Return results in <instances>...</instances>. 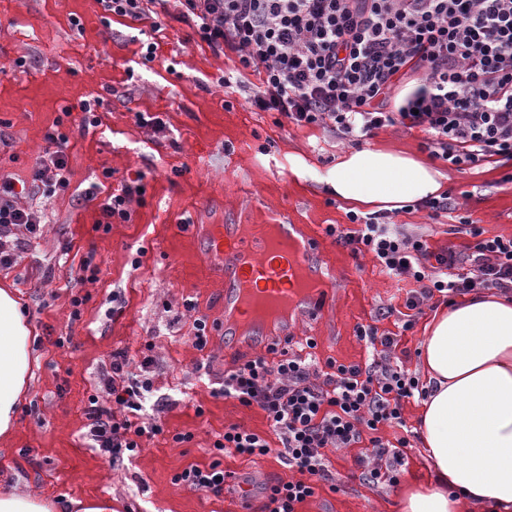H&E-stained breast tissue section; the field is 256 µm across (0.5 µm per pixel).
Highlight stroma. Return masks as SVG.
<instances>
[{
  "mask_svg": "<svg viewBox=\"0 0 512 512\" xmlns=\"http://www.w3.org/2000/svg\"><path fill=\"white\" fill-rule=\"evenodd\" d=\"M97 0H0V173L28 180L43 155L46 132L63 121L70 186L48 205L49 223L16 265L0 269V285L13 288L27 310L38 356L28 394L13 433L0 438V490L36 491L59 500L63 512L87 498L111 500L113 512H239L236 495L216 496L176 483L191 465L208 466L209 448L225 427L236 425L274 440L255 406L212 394L224 374L250 360V353L224 351L219 296L224 283L198 257L196 224H302L325 245V261L336 270L335 309L326 319L301 322L288 344L308 350L318 377L331 363L365 365L380 350L359 332L399 339L392 365L420 373L419 344L430 316L444 307L442 294L425 301L411 329H403L405 300L414 284L389 277L371 256H353L331 236L348 227L351 208L319 182L346 151L383 147L432 160L427 136L418 130L386 129L354 140L320 126L277 123L276 113L249 107L251 81L219 87L230 60L198 46L191 29L166 20L160 31L130 17L104 23ZM140 42L157 45L154 60L138 53ZM27 65L14 67L18 57ZM101 98L102 124L82 126L81 105ZM70 117H63V110ZM159 116L163 132L137 125L134 115ZM305 163L307 173L293 168ZM444 193L453 209L429 217L427 210H394L391 222L423 234L430 249H465L459 231L469 218L483 237L512 238V160L460 171L441 163ZM111 178H104V171ZM141 184L131 217L98 229L99 202L130 183ZM101 272L74 283L85 257ZM85 295L79 320H70V300ZM392 308L380 317L383 308ZM205 319V345L194 340L196 319ZM127 349L132 361L151 356L153 394L165 398L146 419L164 432L145 440L136 456L111 461L85 445L84 410L110 355ZM403 423L382 427L383 440L403 438L399 483L363 481L355 460L357 443L325 453L333 483H319L297 512H399L405 490L434 475L416 432L419 403L403 406ZM186 435L183 443L175 435ZM225 470L251 485L260 512L267 485L297 479L283 458L231 456Z\"/></svg>",
  "mask_w": 512,
  "mask_h": 512,
  "instance_id": "35a3bbf8",
  "label": "stroma"
}]
</instances>
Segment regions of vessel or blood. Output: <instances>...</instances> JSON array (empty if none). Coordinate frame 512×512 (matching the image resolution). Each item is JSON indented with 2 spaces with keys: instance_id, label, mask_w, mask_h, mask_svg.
I'll list each match as a JSON object with an SVG mask.
<instances>
[{
  "instance_id": "vessel-or-blood-1",
  "label": "vessel or blood",
  "mask_w": 512,
  "mask_h": 512,
  "mask_svg": "<svg viewBox=\"0 0 512 512\" xmlns=\"http://www.w3.org/2000/svg\"><path fill=\"white\" fill-rule=\"evenodd\" d=\"M199 256L224 281V348L287 343L299 318H323L336 276L304 225L282 224L277 238L242 235L236 224H197Z\"/></svg>"
}]
</instances>
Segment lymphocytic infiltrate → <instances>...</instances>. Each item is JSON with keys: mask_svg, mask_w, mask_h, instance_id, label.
Segmentation results:
<instances>
[{"mask_svg": "<svg viewBox=\"0 0 512 512\" xmlns=\"http://www.w3.org/2000/svg\"><path fill=\"white\" fill-rule=\"evenodd\" d=\"M105 17L164 18L193 26L212 52L237 54L261 85L252 107L297 125H317L345 137L363 138L383 128H418L431 153L459 170L512 158V0H99ZM417 75L415 89L388 100L396 83ZM48 146L31 168L29 182L0 175V268L16 265L29 237L42 234L44 209L29 204L30 189L45 198L70 185L68 137L54 127ZM357 254H370L390 276L413 280L409 310H420L434 293L461 295L477 288H512V238H481L467 252L455 246L430 251L422 235L375 216H352L341 235ZM470 271L457 273L460 263ZM362 338L380 341L386 356L366 366L341 365L325 381H312L298 356L264 357L225 372L219 396L255 405L279 439L271 448L258 434L230 426L212 445L213 463L189 466L176 477L190 489L222 494L229 477L220 459L278 453L299 478L268 485L263 512H297L317 483L331 481L324 453L361 442L371 432L370 456L356 464L370 484H396L394 466L378 435L402 421L403 400L419 380L391 365L398 345L375 328ZM126 349L114 350L103 392L89 397L85 415L91 447L120 460L143 440L161 435L157 422L139 415L152 400L150 384L137 378Z\"/></svg>", "mask_w": 512, "mask_h": 512, "instance_id": "lymphocytic-infiltrate-1", "label": "lymphocytic infiltrate"}]
</instances>
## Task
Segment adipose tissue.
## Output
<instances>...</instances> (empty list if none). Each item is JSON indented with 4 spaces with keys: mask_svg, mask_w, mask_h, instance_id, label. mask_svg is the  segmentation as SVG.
Returning <instances> with one entry per match:
<instances>
[{
    "mask_svg": "<svg viewBox=\"0 0 512 512\" xmlns=\"http://www.w3.org/2000/svg\"><path fill=\"white\" fill-rule=\"evenodd\" d=\"M444 180L433 163L385 148L343 153L322 177L337 199L374 211L439 196ZM420 351V435L436 484L406 494L402 512H457L464 499L512 512V297L479 292L434 314ZM33 363V328L0 287V436L15 427Z\"/></svg>",
    "mask_w": 512,
    "mask_h": 512,
    "instance_id": "1",
    "label": "adipose tissue"
}]
</instances>
